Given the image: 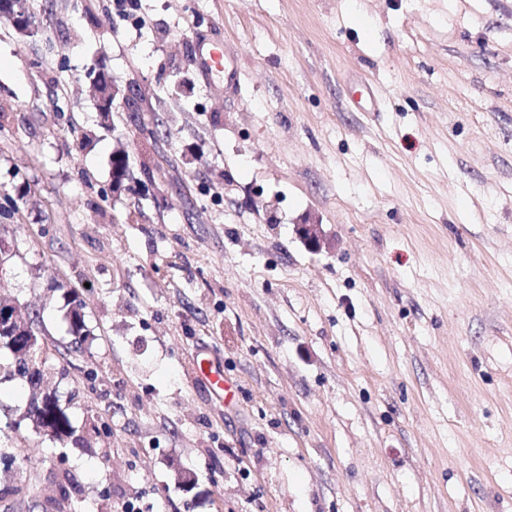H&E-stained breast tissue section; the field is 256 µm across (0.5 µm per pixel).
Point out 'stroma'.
Returning <instances> with one entry per match:
<instances>
[{"instance_id": "stroma-1", "label": "stroma", "mask_w": 512, "mask_h": 512, "mask_svg": "<svg viewBox=\"0 0 512 512\" xmlns=\"http://www.w3.org/2000/svg\"><path fill=\"white\" fill-rule=\"evenodd\" d=\"M25 5L35 35L0 22V296L63 346L78 295L90 351L47 387L91 446L1 378L27 458L4 481L35 497L0 512H70L66 474L94 512H512V0ZM202 34L237 94L200 77ZM94 68L141 93L111 131ZM195 62L198 72L205 82L210 81L216 75L223 74L226 89L234 90L237 88V66L231 57L224 54L223 43H199L195 50ZM193 376L201 383L211 399L219 402L233 401L238 394V382L224 372V364L211 358L204 351H194ZM24 418L32 420L36 429L51 439L63 440L74 433L68 407L54 391L32 398Z\"/></svg>"}]
</instances>
